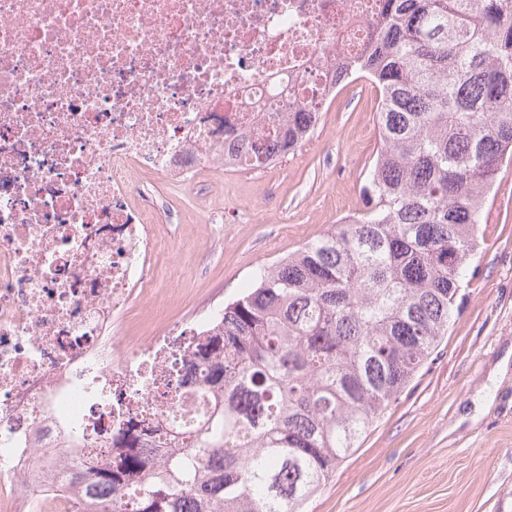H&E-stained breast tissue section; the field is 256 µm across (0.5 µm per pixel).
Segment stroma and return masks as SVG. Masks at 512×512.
<instances>
[{
    "mask_svg": "<svg viewBox=\"0 0 512 512\" xmlns=\"http://www.w3.org/2000/svg\"><path fill=\"white\" fill-rule=\"evenodd\" d=\"M378 93L358 80L325 107L314 133L271 169L238 168L213 185L157 183L168 217L156 285L124 334L151 335L198 301L235 297L276 264L363 205L379 147ZM476 277L435 353L377 419L304 512H512V162L484 210ZM478 412L477 422L466 416Z\"/></svg>",
    "mask_w": 512,
    "mask_h": 512,
    "instance_id": "stroma-1",
    "label": "stroma"
}]
</instances>
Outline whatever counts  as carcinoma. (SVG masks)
Returning a JSON list of instances; mask_svg holds the SVG:
<instances>
[{"label": "carcinoma", "mask_w": 512, "mask_h": 512, "mask_svg": "<svg viewBox=\"0 0 512 512\" xmlns=\"http://www.w3.org/2000/svg\"><path fill=\"white\" fill-rule=\"evenodd\" d=\"M363 53L336 89H378L380 149L363 208L260 269L199 336L178 390L202 378L204 422L159 460L131 423L89 496L137 512H302L399 400L459 312L483 248V211L512 160V0H380ZM327 101L276 123L293 152Z\"/></svg>", "instance_id": "carcinoma-1"}]
</instances>
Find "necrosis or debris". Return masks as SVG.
<instances>
[{
    "mask_svg": "<svg viewBox=\"0 0 512 512\" xmlns=\"http://www.w3.org/2000/svg\"><path fill=\"white\" fill-rule=\"evenodd\" d=\"M376 2L0 0V512H102L71 472L113 461L117 409L160 441L197 423L169 382L223 303L119 332L162 247L139 175L237 166L276 114L330 89Z\"/></svg>",
    "mask_w": 512,
    "mask_h": 512,
    "instance_id": "obj_1",
    "label": "necrosis or debris"
}]
</instances>
